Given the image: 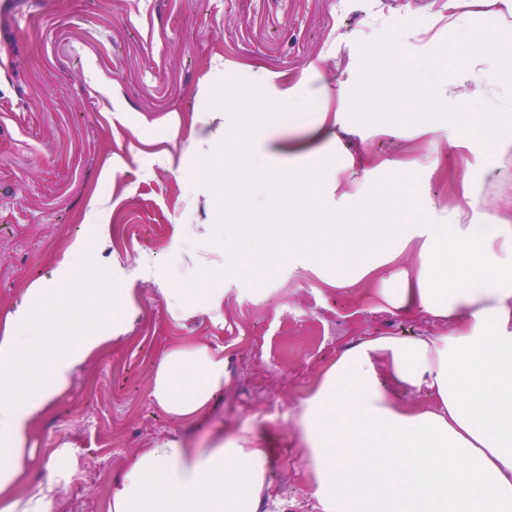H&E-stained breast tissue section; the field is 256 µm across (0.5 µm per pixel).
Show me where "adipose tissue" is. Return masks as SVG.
I'll use <instances>...</instances> for the list:
<instances>
[{"label":"adipose tissue","mask_w":512,"mask_h":512,"mask_svg":"<svg viewBox=\"0 0 512 512\" xmlns=\"http://www.w3.org/2000/svg\"><path fill=\"white\" fill-rule=\"evenodd\" d=\"M492 8L498 50L476 73L494 83L512 67V0H470ZM300 86L278 96L249 89L237 109L233 156L246 164L240 194H280L289 220L238 224L245 242L287 246L327 285L347 288L379 273L380 306L447 322L446 333L368 336L340 351L301 401V457L317 512H512V220L475 223L477 193L445 224H400L385 193L362 192L374 224H311V187L321 185L322 150L306 151L291 177L252 162L259 129L295 104ZM472 136L512 154V117L469 116ZM76 238L55 268L26 289L0 321V512H55L77 471L70 447L48 458L44 481H26L34 432L76 370L125 334L135 302L91 263L108 225ZM413 255L412 268L401 265ZM229 376L224 353L198 342L170 347L157 364L151 398L173 419L193 423ZM426 390L427 408L398 401L394 388ZM268 454L242 434L211 448L166 440L115 476L107 512H259Z\"/></svg>","instance_id":"obj_1"}]
</instances>
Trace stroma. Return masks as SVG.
Returning <instances> with one entry per match:
<instances>
[{
  "mask_svg": "<svg viewBox=\"0 0 512 512\" xmlns=\"http://www.w3.org/2000/svg\"><path fill=\"white\" fill-rule=\"evenodd\" d=\"M482 19L448 0H29L19 11L0 8V316L50 273L68 242L93 236V201L115 227L100 259L138 308L133 328L77 373L36 431L31 481L44 478L62 445L79 460L57 512H106L113 478L167 438L204 444L242 430L269 450L260 512H315L298 451L300 399L345 346L441 328L420 313L378 309L374 282L336 289L287 250L260 265L250 248H230L225 207L246 224L255 212L276 216L280 201L240 203L233 176L219 174L220 149L186 152L183 125L203 112L209 130L232 141L236 114L212 111L215 95L230 106L259 77L272 96L298 84L303 98L279 113L276 136L260 150L288 169L307 125L325 118L323 179L335 189L316 207L328 220L355 213L360 188L376 192L389 180L397 219L442 224L465 206L466 177L480 214L512 218V196L502 193L512 186V156L479 139L469 149L452 145L444 122L423 135L414 126L334 121L349 110L359 41L405 21L401 43L421 55ZM215 56L224 72L208 91ZM91 70L100 86L88 81ZM104 84L118 87V99L102 94ZM504 93L468 71L440 87L450 104H495ZM217 176L220 195L210 190ZM146 263L152 273L140 275ZM212 267L223 277H208ZM166 288L194 289L189 316L169 315ZM215 296L214 318L207 308ZM196 341L223 348L229 382L204 418L183 425L152 401L151 375L166 349Z\"/></svg>",
  "mask_w": 512,
  "mask_h": 512,
  "instance_id": "stroma-1",
  "label": "stroma"
}]
</instances>
